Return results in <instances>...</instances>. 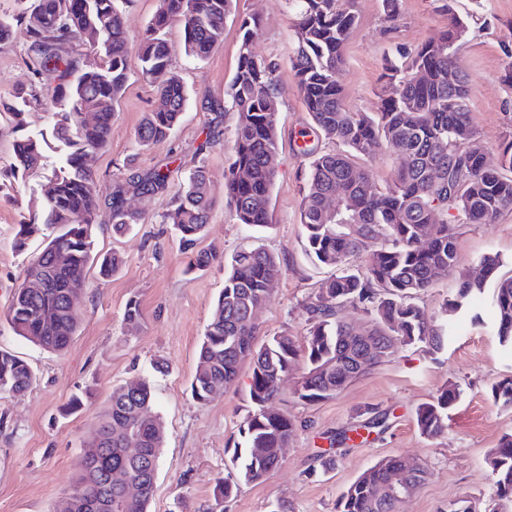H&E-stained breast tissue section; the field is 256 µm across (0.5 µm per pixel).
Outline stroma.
<instances>
[{
  "label": "stroma",
  "instance_id": "35a3bbf8",
  "mask_svg": "<svg viewBox=\"0 0 512 512\" xmlns=\"http://www.w3.org/2000/svg\"><path fill=\"white\" fill-rule=\"evenodd\" d=\"M356 7L359 22L345 48L342 73L344 103L350 111L376 112L385 54L434 36L453 11L472 17L458 52L469 76L471 124L491 153L512 135V84L502 80L512 58V0H402L401 15L392 23L384 18L381 0H356ZM238 9L262 19L255 53L287 59L293 45L288 0H238ZM169 41L171 69L187 88L186 110L168 140L140 146L136 131L156 98L158 83L143 79L137 55L129 56V80L114 107L112 136L99 153L96 172L103 203L96 217L95 249L119 254L124 263L107 278L97 269L89 270L88 286L76 300L81 321L63 353L45 351L16 336L7 316L29 260L51 233L44 227L20 249L15 245L16 226L24 219L42 222L44 173L56 165L57 153L46 151L43 174L28 177L25 185L0 186V348L26 360L37 375L28 391L0 394V512H54L82 472L84 441L107 409L113 388L136 378L149 382L153 411L165 426L149 512H275L281 503L290 512H336L341 493L364 470L392 454L422 459L429 472L400 512H448L462 497L491 512L494 491L486 459L503 436L512 435V407L495 404L490 387L512 377V351L500 345L486 308L479 322L462 319L441 353L433 355L418 346L402 349L318 403L294 398L292 389L301 372H289L281 383L278 406L294 419L297 432L279 466L265 482L215 503L214 481L226 474L251 409L246 366L223 396L210 402H198L190 390L197 350L224 287V264L248 245L279 256L282 274L257 320L264 339L284 332L304 336L306 306L330 271L314 266L303 251L299 200L305 160L299 148L310 118L292 72L283 65L278 73L271 225L257 230L237 223L224 203V170L237 121L235 113L225 111L224 98L237 64V21L227 20L223 43L203 60L186 54L179 28L171 29ZM31 78L22 40L1 46L0 99H11L16 87ZM206 140L210 148L200 151ZM200 160L208 168L213 209L197 248L217 261L190 273L177 232L163 216L184 175ZM171 161L177 169L164 190L145 197L128 193L131 173ZM119 189L126 190L132 208L147 215L146 223L123 235L113 233L108 207ZM489 252L498 254L503 272L512 275V214L492 224L459 226V270L476 266ZM133 298L140 302L142 318L131 327L124 311ZM160 361L168 363L167 372L156 371ZM449 383L459 387L460 398L450 412L448 433L426 439L413 411ZM83 393L89 396L86 408L64 413L69 399ZM368 408L388 413L387 429L344 448L335 469L324 470L320 456L329 447L328 435L362 424Z\"/></svg>",
  "mask_w": 512,
  "mask_h": 512
}]
</instances>
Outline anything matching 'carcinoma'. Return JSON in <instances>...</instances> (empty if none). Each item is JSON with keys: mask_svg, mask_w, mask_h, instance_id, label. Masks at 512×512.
Segmentation results:
<instances>
[{"mask_svg": "<svg viewBox=\"0 0 512 512\" xmlns=\"http://www.w3.org/2000/svg\"><path fill=\"white\" fill-rule=\"evenodd\" d=\"M237 0H160L159 7L137 45L140 74L152 79L168 72L169 29L178 23L188 55L203 60L224 39L227 17ZM293 48L288 66L312 131L336 144L323 152L304 144L306 175L299 203L304 251L315 265L333 273L323 281L306 311L310 327L303 342L288 333L257 342L254 308L265 303L270 282L281 275L279 257L261 248H244L228 263L224 288L213 307L198 350L191 381L193 398L201 403L231 385L242 362L252 370L248 395L252 411L234 448L232 468L215 480L214 497L222 501L242 487L264 482L279 465V450L296 433L290 416L271 411L280 393L281 375L304 358V371L295 389L298 400L317 403L389 360L399 350L422 345L434 354L454 334L452 313L492 285L487 304L495 317L499 343L512 349V275L499 273L496 254L459 274L458 288L430 313L416 303L435 281L458 263L461 224H493L512 213V138L505 139L489 158L469 121L467 75L458 50L469 23L448 9V23L413 51L386 56L382 79L392 87L380 96L378 112L349 111L343 101L341 76L344 51L359 17L355 0H290ZM260 19L245 15L239 26L238 60L224 110L237 115L233 156L224 175L225 205L240 224L267 227L270 197L276 178L278 150L277 72L281 62L255 55L253 44ZM23 36L27 65L33 79L47 83L45 105L52 125L40 133L25 132L14 144L10 176L27 177L40 169L44 148L61 152L52 169L49 191L41 202L45 225L55 235L29 262L26 277L44 288L17 289L8 307L14 333L34 345L64 351L79 324L72 297L86 286L93 264L109 277L121 266L115 253H94V223L100 207L96 181L98 153L112 134L114 104L129 79L130 53L125 13L116 0H31L6 17L0 16V44ZM84 54H64L61 47L74 38ZM36 99L33 89L21 88L10 103H0L15 127ZM188 101L182 80L170 76L160 86L153 108L136 136L143 146L167 140L180 122ZM397 153L400 165L384 190L356 160L373 157L382 144ZM170 170L154 168L134 173L128 186L138 195L165 189ZM334 198L339 209L325 208ZM112 231L123 234L141 224V212L126 205L123 191L112 195ZM213 201L207 168L199 162L174 195L165 215L175 226L183 250L194 252L203 235ZM451 215L453 223L439 216ZM353 307L367 321L353 331L344 310ZM362 338L356 339L354 335ZM387 350L385 357L369 354V346ZM35 374L18 355L0 349V392L21 393L33 386ZM133 388L113 389L107 410L99 417L88 444L102 449L99 459L70 487L79 505L72 512H114L122 491L107 482L115 467L128 472L141 487L140 498L121 512H148L155 485L164 426L152 415L151 386L144 379ZM495 403L512 406V378L495 382ZM460 397L450 384L414 411L424 437L436 439L448 430V411ZM140 440L137 459L124 452L126 436ZM405 457L387 456L366 469L341 494L336 512H399L401 500L380 491L392 471L406 466ZM497 496L512 501V435L504 437L487 458Z\"/></svg>", "mask_w": 512, "mask_h": 512, "instance_id": "cac0c4a2", "label": "carcinoma"}]
</instances>
